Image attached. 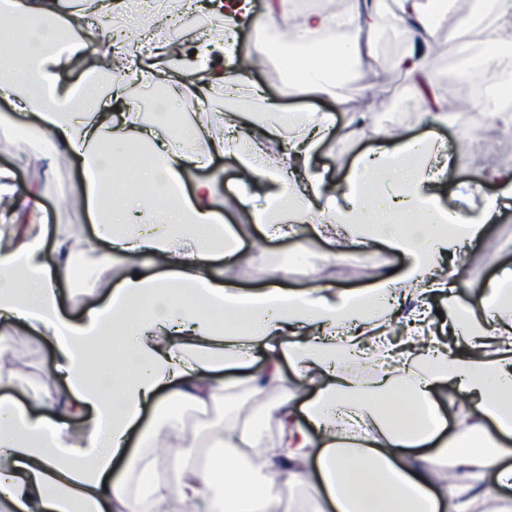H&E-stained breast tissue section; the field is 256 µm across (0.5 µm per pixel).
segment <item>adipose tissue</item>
<instances>
[{"label":"adipose tissue","mask_w":512,"mask_h":512,"mask_svg":"<svg viewBox=\"0 0 512 512\" xmlns=\"http://www.w3.org/2000/svg\"><path fill=\"white\" fill-rule=\"evenodd\" d=\"M345 0L343 10L289 16L283 0H208L228 31L204 38L183 58L179 77L150 65L155 44L129 56L116 83L103 88L98 65L60 87L62 63L84 60L86 21L66 17L68 0H0V97L40 123L34 141L50 138V155L81 164V199L109 247L91 246L96 267L124 270L107 299L90 297L84 313L65 316L58 282H72L75 257L67 231L54 230L53 258L43 238L0 246V319L25 326L55 347L64 399L45 392L27 403L0 396V506L6 512H157L171 500L205 503L206 512H276L287 489L308 483L312 512H485L488 502L512 512V272L469 304L450 301L455 344L439 336L428 299L449 297L447 258L466 256L512 198V174L490 170L502 186L482 214L457 223L427 186L448 168L434 127L448 121L433 94L430 38L448 16V0ZM482 30L489 59L512 46V0H493ZM404 37L398 64L429 130L419 141L378 134L343 180L312 167L336 118L330 112H283L263 103V121L221 114V134L196 121L179 129L124 112L132 83H169L167 107L182 79L204 74L223 87L237 78L235 30L255 22L289 28L293 46H322L292 56L288 84L300 96L335 98V74L355 66L381 20ZM28 47L14 50L18 33ZM246 143L240 188L275 176L277 191L253 221L269 238L297 237L306 225L326 238L324 262L351 257L371 242L401 253L399 273L368 287L300 291L236 288L222 260L247 252L223 219L219 175L183 189L189 168ZM278 142L281 155L267 146ZM137 145L130 169L137 188L109 186L118 155ZM420 215L403 223L406 211ZM149 315H142V308ZM107 346L111 362L89 367L91 349ZM241 369L268 397L256 425L225 415L216 452L197 463L183 444L173 473L161 472L152 446L131 448L145 408H158L169 435L181 437L184 406H205L220 369ZM278 430L268 444L266 422ZM454 433H447V425ZM259 449L256 457L242 456Z\"/></svg>","instance_id":"obj_1"}]
</instances>
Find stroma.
<instances>
[{
  "instance_id": "1",
  "label": "stroma",
  "mask_w": 512,
  "mask_h": 512,
  "mask_svg": "<svg viewBox=\"0 0 512 512\" xmlns=\"http://www.w3.org/2000/svg\"><path fill=\"white\" fill-rule=\"evenodd\" d=\"M469 7V0H456L446 23L432 35L436 72L434 90L438 100L444 104L460 99L468 102L464 112L454 113L448 124L438 128L452 162L447 174L433 185L432 191L450 212L474 216L480 213L487 197L500 191L497 182L483 178V170L491 165L512 170V137L496 136V120L484 112L477 100L470 98L467 82L459 78L457 67L448 63L449 57L455 54L453 46L448 43V32L454 28L459 16L468 13ZM371 43V54L364 57L357 70L344 77L337 88L339 97L345 101L340 108L328 99L301 97L290 92L288 58L284 53L265 56L260 66L249 74L250 82L262 89L267 100L284 111L335 114V126L315 156L313 166L336 179L344 174L358 155L377 145L371 134L361 138L353 135L358 117H365L370 130L383 125L397 129L405 138L420 136L425 131L416 103L410 96L395 92L396 87L403 83L396 66V59L401 53L399 36L382 29L372 36ZM8 112L12 113L18 129L14 132L0 129V175L8 177L10 186L20 192L28 185L34 172L44 169L51 172L40 208L28 213L27 229L35 234H50L55 225L60 224L78 230L79 235L73 244L82 246L84 239L94 238L95 226L80 201L78 160L58 157L47 161L40 146L21 133L22 128L34 123V116L13 112L10 103L0 98V114ZM211 166L224 172L225 219L242 225V240L245 246L254 249L251 265L227 271L228 277L238 286L258 289L271 284L273 267L292 257L302 260L304 265L319 267L313 278L303 273L289 274L284 285L293 289L307 287L314 280L336 289L364 288L377 274L396 271L404 265L402 254L376 243L370 248L376 256L372 264L363 265L353 260L345 265L319 266L318 257L326 244L312 231L300 239L277 240L254 248L253 240L257 233L248 227L247 215L237 200L234 181L238 168L236 158L231 155L217 157ZM507 269L512 270V201L503 207L497 222L487 225L484 236L474 245L472 252L449 265L448 270L456 283L454 295L457 302L472 301L490 280ZM108 277L91 266L77 268L74 284L59 286L65 310L71 315H78L85 293L103 292ZM6 329L11 335L6 349L7 358L17 366L20 378L19 384L8 388V395L22 403L26 400V391L33 388L62 394V385L48 374L55 359L50 342L15 324H7ZM219 377L226 384L225 398L202 408V420L194 426L184 427L185 439L207 444L211 433L221 425L225 409L231 408L243 414L264 405L265 395L249 393L239 372L223 370Z\"/></svg>"
}]
</instances>
